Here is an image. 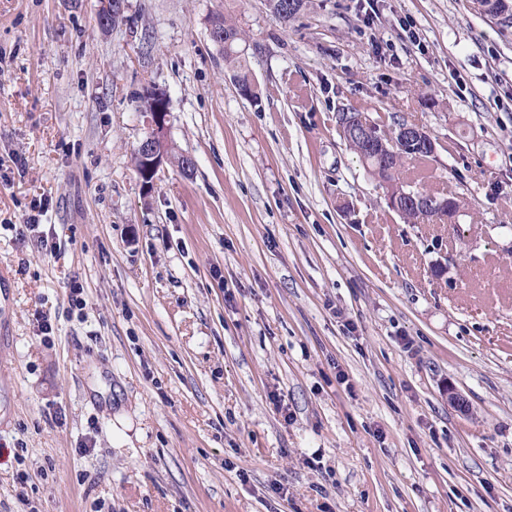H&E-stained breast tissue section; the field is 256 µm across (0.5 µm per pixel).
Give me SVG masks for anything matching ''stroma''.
Returning a JSON list of instances; mask_svg holds the SVG:
<instances>
[{
  "label": "stroma",
  "instance_id": "obj_1",
  "mask_svg": "<svg viewBox=\"0 0 512 512\" xmlns=\"http://www.w3.org/2000/svg\"><path fill=\"white\" fill-rule=\"evenodd\" d=\"M97 5L0 0V512H512V30L471 0ZM153 91L194 166L147 189ZM344 106L430 134L457 223H403ZM212 26H218L224 32L223 43L220 45L224 49V61L231 68L237 70L240 90L248 95L255 96L254 91L251 89L248 76L241 72V62L239 59L238 51L236 50L237 42L242 40V32L239 28L232 24H228L225 18H215L211 22Z\"/></svg>",
  "mask_w": 512,
  "mask_h": 512
}]
</instances>
